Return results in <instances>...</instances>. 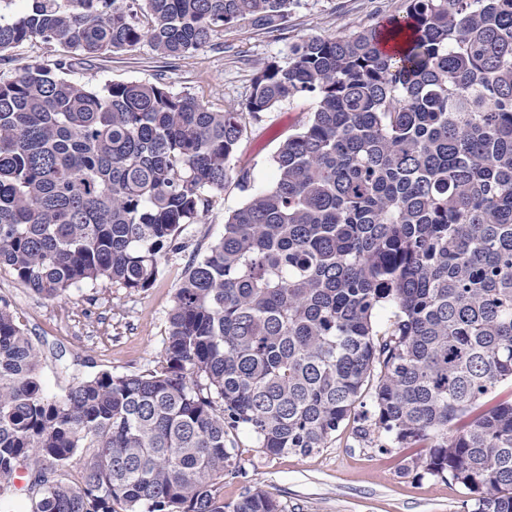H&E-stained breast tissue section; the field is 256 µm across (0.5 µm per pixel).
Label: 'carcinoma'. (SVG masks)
I'll return each instance as SVG.
<instances>
[{
    "label": "carcinoma",
    "mask_w": 512,
    "mask_h": 512,
    "mask_svg": "<svg viewBox=\"0 0 512 512\" xmlns=\"http://www.w3.org/2000/svg\"><path fill=\"white\" fill-rule=\"evenodd\" d=\"M27 2L0 17V53L39 38L69 56L0 78V271L51 299L146 289L226 183L247 200L186 268L151 370L50 398L0 304V497L32 465L49 479L31 512H283L260 488L218 497L237 432L308 455L352 420L428 448L407 468L463 485L466 512H512V402H485L512 381V0H405L267 64L248 114L312 109L259 190L232 166L243 113L65 71L144 40L185 58L291 0Z\"/></svg>",
    "instance_id": "carcinoma-1"
}]
</instances>
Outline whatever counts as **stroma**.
Wrapping results in <instances>:
<instances>
[{
    "mask_svg": "<svg viewBox=\"0 0 512 512\" xmlns=\"http://www.w3.org/2000/svg\"><path fill=\"white\" fill-rule=\"evenodd\" d=\"M403 9L404 0H294L281 25L224 27L207 48L177 61L162 58L144 42L130 51L75 58L66 76L95 89L159 81L209 107L239 109L253 76L270 62H285L302 39L349 34ZM65 54L59 46L24 41L0 54V77L25 65H52ZM311 108V100L291 98L261 121L246 120L235 169L248 170L256 186H269L279 144L301 128ZM245 201V193L227 183L202 220L186 225L180 249L161 258L157 280L144 290L101 281L47 299L0 272V302L10 305L39 348L46 394L62 396L75 382L104 371L122 375L152 369L163 352L168 312L186 267L222 237L225 219ZM422 451L419 445L380 450L378 441L362 438L350 422L318 452L269 455L242 430L236 436L241 470L219 481L217 492L231 503L258 487L283 512H463L470 497L464 486L406 471L408 458Z\"/></svg>",
    "mask_w": 512,
    "mask_h": 512,
    "instance_id": "stroma-1",
    "label": "stroma"
}]
</instances>
